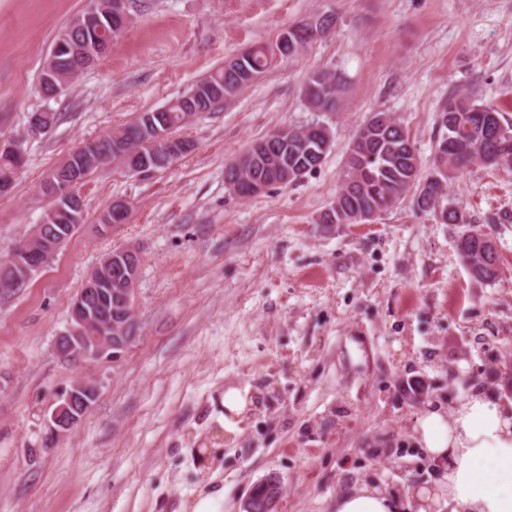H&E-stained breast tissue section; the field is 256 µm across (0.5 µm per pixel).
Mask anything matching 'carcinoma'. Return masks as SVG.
<instances>
[{
    "instance_id": "1",
    "label": "carcinoma",
    "mask_w": 512,
    "mask_h": 512,
    "mask_svg": "<svg viewBox=\"0 0 512 512\" xmlns=\"http://www.w3.org/2000/svg\"><path fill=\"white\" fill-rule=\"evenodd\" d=\"M243 65L230 72L223 67L211 72L201 84L213 92H224V99L234 98L249 85L244 75L247 72L260 76L269 70L276 60L274 46H254L242 54ZM49 58L54 60L56 76L51 80L40 79V91L47 99L61 95L58 88L69 85L76 77L72 70V52L63 50L53 43ZM199 84V85H201ZM199 85L192 86L167 106L142 113L125 127L110 133V137H99L94 147L98 158L93 163L118 162L126 165L123 156L112 152V139H119L133 149L149 151L156 147L149 130L157 127L162 131L176 132L183 128L182 122L188 112H210L218 102L211 97L196 96ZM342 78L329 70L311 73L304 84L303 96L306 103L316 112H334L342 92ZM482 112H497L491 103L480 100L470 92L451 93L439 113L441 134L435 145L433 157L434 172L424 177L421 164L408 149L409 134L390 116L377 111L372 117H387L386 123L372 127L363 124L354 134L348 147L343 178L336 190L330 212L321 217V223H328L329 214H334L336 223H352L351 214L365 215L358 223H370L381 213L400 204L409 193H414L416 206L424 212L435 213L436 208L448 211L449 224L466 222L462 210L449 201L444 189L448 180L461 170L478 164L485 168L512 167V126L497 125L491 134L484 133V123L477 122L476 115ZM267 152L265 165L251 169L248 175L266 181L273 179L272 167L284 165L289 169L307 171L321 166L324 156L319 144L309 139L303 128H290L284 136L264 141ZM24 140L16 137V152L0 151V171L21 166L24 163ZM46 233L57 230L67 234L72 226L64 213L50 208L44 214ZM470 274L483 281H492L497 273L488 272V262L477 249L465 256Z\"/></svg>"
}]
</instances>
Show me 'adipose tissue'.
I'll list each match as a JSON object with an SVG mask.
<instances>
[{"label":"adipose tissue","mask_w":512,"mask_h":512,"mask_svg":"<svg viewBox=\"0 0 512 512\" xmlns=\"http://www.w3.org/2000/svg\"><path fill=\"white\" fill-rule=\"evenodd\" d=\"M418 448L446 468V484L411 490L418 512H512V403L468 391L451 411L430 407L416 431ZM335 512H397V499L365 485L336 500Z\"/></svg>","instance_id":"ef3b65f1"}]
</instances>
